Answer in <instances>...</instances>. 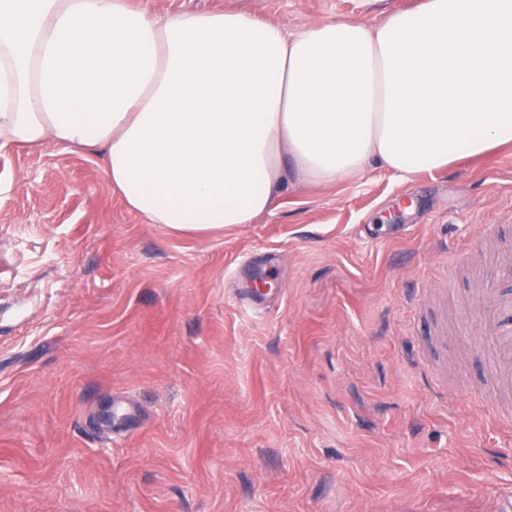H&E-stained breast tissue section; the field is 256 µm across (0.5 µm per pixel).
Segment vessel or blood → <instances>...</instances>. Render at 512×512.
Segmentation results:
<instances>
[{
	"mask_svg": "<svg viewBox=\"0 0 512 512\" xmlns=\"http://www.w3.org/2000/svg\"><path fill=\"white\" fill-rule=\"evenodd\" d=\"M492 300L480 315L479 341L492 348V378L502 398L506 420H512V276L496 281Z\"/></svg>",
	"mask_w": 512,
	"mask_h": 512,
	"instance_id": "obj_1",
	"label": "vessel or blood"
}]
</instances>
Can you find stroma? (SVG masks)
Returning a JSON list of instances; mask_svg holds the SVG:
<instances>
[{
  "label": "stroma",
  "instance_id": "1",
  "mask_svg": "<svg viewBox=\"0 0 512 512\" xmlns=\"http://www.w3.org/2000/svg\"><path fill=\"white\" fill-rule=\"evenodd\" d=\"M133 2L296 33L411 0ZM510 273L512 147L210 236L128 211L96 151L2 148L0 512H499L512 430L477 322Z\"/></svg>",
  "mask_w": 512,
  "mask_h": 512
}]
</instances>
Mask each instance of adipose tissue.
I'll use <instances>...</instances> for the list:
<instances>
[{
	"label": "adipose tissue",
	"instance_id": "obj_1",
	"mask_svg": "<svg viewBox=\"0 0 512 512\" xmlns=\"http://www.w3.org/2000/svg\"><path fill=\"white\" fill-rule=\"evenodd\" d=\"M99 152L133 213L207 233L372 163L512 145V0H420L291 34L242 12L0 0V147Z\"/></svg>",
	"mask_w": 512,
	"mask_h": 512
}]
</instances>
